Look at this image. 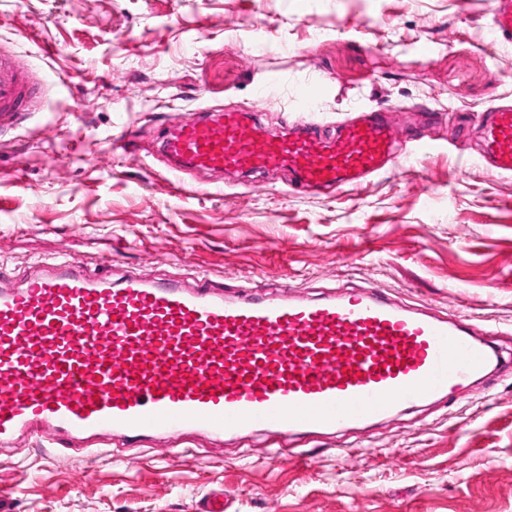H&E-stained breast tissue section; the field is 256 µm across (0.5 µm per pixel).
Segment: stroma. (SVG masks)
I'll return each instance as SVG.
<instances>
[{"mask_svg":"<svg viewBox=\"0 0 512 512\" xmlns=\"http://www.w3.org/2000/svg\"><path fill=\"white\" fill-rule=\"evenodd\" d=\"M491 0H0V46L57 71L35 110L0 120V267L103 261L113 278L308 297L382 290L411 309L489 326L504 360L455 398L269 458L264 434L157 455L114 442L90 461L41 440L0 455L8 512H194L221 489L235 512H512V174L476 155L483 113L512 101V47ZM278 100L257 99L270 71ZM315 86L317 109L291 99ZM431 108L432 121L417 115ZM257 113L280 131L385 113L397 143L437 152L359 186L301 191L285 173L171 174L179 117ZM134 135L135 149L113 141Z\"/></svg>","mask_w":512,"mask_h":512,"instance_id":"stroma-1","label":"stroma"}]
</instances>
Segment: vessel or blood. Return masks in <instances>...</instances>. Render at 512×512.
<instances>
[{"mask_svg": "<svg viewBox=\"0 0 512 512\" xmlns=\"http://www.w3.org/2000/svg\"><path fill=\"white\" fill-rule=\"evenodd\" d=\"M491 15L495 42L512 46V0H492ZM53 82L0 54V112L30 111ZM480 140L483 161L511 174L512 105L488 113ZM161 152L182 168L285 170L338 187L384 170L394 139L381 114L325 134L195 112ZM40 268L18 283L0 272V452L30 436L93 459L116 438H151L167 453L194 430L334 431L458 394L502 360L492 330L410 312L377 290L231 298L203 273L187 288L116 280L64 255Z\"/></svg>", "mask_w": 512, "mask_h": 512, "instance_id": "obj_1", "label": "vessel or blood"}]
</instances>
